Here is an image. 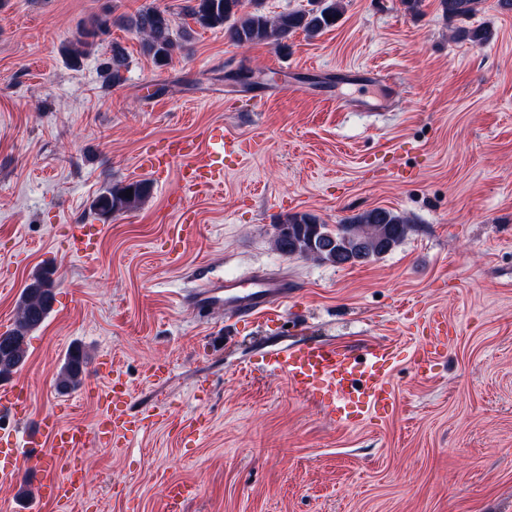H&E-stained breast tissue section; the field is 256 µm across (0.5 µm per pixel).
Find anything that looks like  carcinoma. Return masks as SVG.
I'll return each instance as SVG.
<instances>
[{"label": "carcinoma", "instance_id": "obj_1", "mask_svg": "<svg viewBox=\"0 0 512 512\" xmlns=\"http://www.w3.org/2000/svg\"><path fill=\"white\" fill-rule=\"evenodd\" d=\"M256 0H184L181 14L202 28H222L239 46L258 42L280 47L288 36L302 31L317 36L333 27L342 15L340 0H313V7L304 11L280 13L270 17L259 9L248 10ZM483 0H440L448 21H459L463 26L454 30V37L474 45H483L490 32L483 27H468L464 22L478 11ZM130 25L141 36L144 52L159 66L169 63L173 55L186 49L189 33L175 28L174 13L150 3L130 20ZM96 31L82 28L65 54L76 61L86 54L90 38ZM127 58L122 48L112 46V56L103 67L105 81L118 85L127 70ZM132 195H126V190ZM151 184L146 180L114 184L94 200V208L102 215L130 211L150 194ZM409 231L408 219L385 208H373L354 215L342 224H323L305 212L289 214L284 218L282 235L274 238L275 249L284 256L304 257L328 261L336 265L361 264L389 252ZM54 271L48 267L37 270L23 288L13 326L0 339L11 343L8 352L0 355V379L10 378L23 367L29 349V338L40 328L55 302ZM89 356L79 345L71 347L57 378L62 391L74 390L81 385L88 372Z\"/></svg>", "mask_w": 512, "mask_h": 512}]
</instances>
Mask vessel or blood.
Returning a JSON list of instances; mask_svg holds the SVG:
<instances>
[{"instance_id": "1", "label": "vessel or blood", "mask_w": 512, "mask_h": 512, "mask_svg": "<svg viewBox=\"0 0 512 512\" xmlns=\"http://www.w3.org/2000/svg\"><path fill=\"white\" fill-rule=\"evenodd\" d=\"M251 148L246 140L222 135L210 137L204 149L195 141L183 140L147 157L143 166L150 172H163L178 165L183 183L192 190L222 184L224 170L212 164V156L241 154ZM96 236L94 225H74L70 238L73 254H92ZM287 299L288 285L281 280L260 276L244 284L205 275L189 303L196 308L222 307L235 319L259 321L277 314ZM397 358L396 349L390 345L359 349L317 341L299 349L269 352L246 374L253 379L272 373L283 375L298 395L323 405L341 423L354 425L394 405L390 377ZM98 373L105 378L106 389L99 402L100 422L91 430L45 418L25 425L23 418L29 406L26 392L20 384L0 383V412L22 422L6 446L19 460L22 474L36 479L37 495L28 506L29 512H37L44 501L65 510L77 499L82 485L68 466L76 449L91 442L102 448L129 445L147 425V416L130 411L132 393L123 371L105 363Z\"/></svg>"}]
</instances>
